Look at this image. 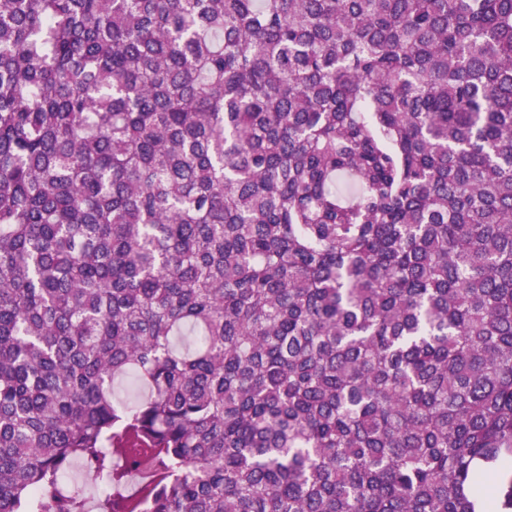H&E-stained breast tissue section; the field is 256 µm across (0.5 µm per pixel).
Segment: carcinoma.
<instances>
[{"label": "carcinoma", "mask_w": 512, "mask_h": 512, "mask_svg": "<svg viewBox=\"0 0 512 512\" xmlns=\"http://www.w3.org/2000/svg\"><path fill=\"white\" fill-rule=\"evenodd\" d=\"M76 459L512 507V0H0V512H89Z\"/></svg>", "instance_id": "cac0c4a2"}]
</instances>
